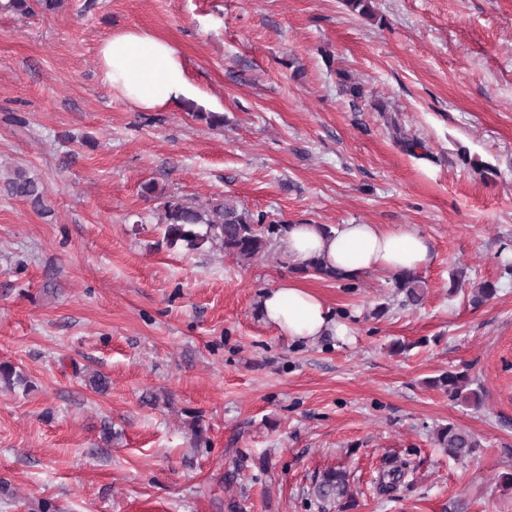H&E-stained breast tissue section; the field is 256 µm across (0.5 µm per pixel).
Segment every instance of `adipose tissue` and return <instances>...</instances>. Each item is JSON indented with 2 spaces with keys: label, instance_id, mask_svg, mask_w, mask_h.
<instances>
[{
  "label": "adipose tissue",
  "instance_id": "adipose-tissue-1",
  "mask_svg": "<svg viewBox=\"0 0 512 512\" xmlns=\"http://www.w3.org/2000/svg\"><path fill=\"white\" fill-rule=\"evenodd\" d=\"M101 78L113 95L141 112L180 106L195 95L178 48L148 29L113 33L98 49ZM285 245L291 263L312 256L355 279L369 271L393 275L416 272L430 261L428 239L410 226L392 230L377 224H344L325 235L313 224L289 225ZM260 308L264 321L298 341L331 336L352 340L346 318L332 312L313 289L293 278L265 290Z\"/></svg>",
  "mask_w": 512,
  "mask_h": 512
}]
</instances>
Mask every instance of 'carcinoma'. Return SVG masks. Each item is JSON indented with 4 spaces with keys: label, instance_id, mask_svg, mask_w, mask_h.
Here are the masks:
<instances>
[{
    "label": "carcinoma",
    "instance_id": "cac0c4a2",
    "mask_svg": "<svg viewBox=\"0 0 512 512\" xmlns=\"http://www.w3.org/2000/svg\"><path fill=\"white\" fill-rule=\"evenodd\" d=\"M62 3L63 0H7L3 7L26 17L37 8L53 12ZM0 183L9 195L27 200L35 207L42 206L43 187L27 170L12 169ZM161 221L171 246L180 245L188 250H199L205 245L218 247L224 250V255L249 265L270 253L286 231V225L269 222L266 215L255 214L230 197L199 205L193 200L169 195L162 206ZM284 265L296 273L338 282L346 280L343 272L329 266L319 256L299 265L288 261ZM394 288L404 296L406 303L416 305L423 298L424 282L414 273L396 275ZM465 382L464 375L453 372H446L432 380L433 385L456 395L462 393ZM436 436L438 445L447 449L448 456L457 460L471 456L479 447L472 434L451 423L440 426ZM388 465L389 469L383 471L379 478L378 491L382 495L394 492L405 475L406 463L391 460ZM311 496L322 504L340 500L346 504L352 502L347 471L336 468L323 472L313 481Z\"/></svg>",
    "mask_w": 512,
    "mask_h": 512
}]
</instances>
